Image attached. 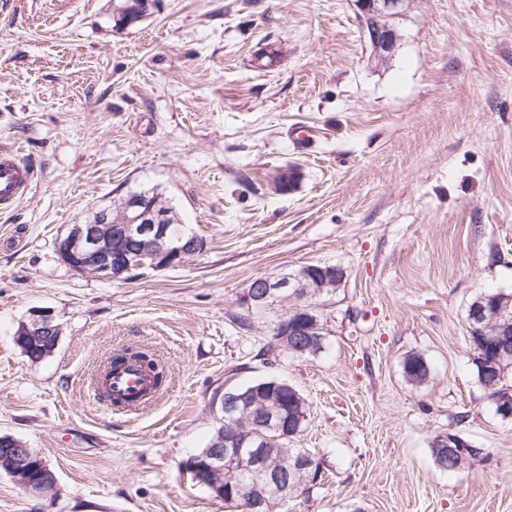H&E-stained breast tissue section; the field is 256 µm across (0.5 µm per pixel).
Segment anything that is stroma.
Wrapping results in <instances>:
<instances>
[{
  "instance_id": "obj_1",
  "label": "stroma",
  "mask_w": 512,
  "mask_h": 512,
  "mask_svg": "<svg viewBox=\"0 0 512 512\" xmlns=\"http://www.w3.org/2000/svg\"><path fill=\"white\" fill-rule=\"evenodd\" d=\"M111 5L0 0V151L35 172L0 208V435L56 476L32 496L0 471V512H227L184 463L213 402L262 379L309 404L291 445L321 478L302 512H512V421L466 321L480 293L512 294V0H412L383 65L355 0H158L123 30ZM140 188L201 254L122 280L61 262L69 225ZM308 264L345 272L313 301L324 347L263 360L288 305L251 315L244 294ZM35 309L61 330L38 361L14 341ZM125 346L170 384L132 415L89 388ZM410 353L430 368L418 387ZM448 431L486 458L439 469ZM402 368L407 381L415 386L424 384L429 376V365L419 354L406 355Z\"/></svg>"
}]
</instances>
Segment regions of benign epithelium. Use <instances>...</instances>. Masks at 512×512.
<instances>
[{
    "label": "benign epithelium",
    "instance_id": "7a95c632",
    "mask_svg": "<svg viewBox=\"0 0 512 512\" xmlns=\"http://www.w3.org/2000/svg\"><path fill=\"white\" fill-rule=\"evenodd\" d=\"M364 24L365 35L371 48V59L383 62L391 57L398 47L400 35L394 20L408 8L410 0H356ZM153 0H143L134 8V13L125 16L118 24L127 28L142 20L150 11ZM170 223L169 213L156 204L138 195L125 199V219L119 224L112 223L109 211L100 207L92 209L83 223L70 226L56 243L60 260L79 274H94L105 279L128 278L133 272L145 268L167 269L184 263L187 258L204 250L196 235H190L188 244L175 247L167 234L166 224ZM344 278V271L334 266H305L302 271L285 273L279 278L259 279L250 284L243 303L249 308L269 306L278 300H289L293 306L276 323L274 333L286 336L289 327L298 326L300 331L311 335L317 319L311 315L310 303L306 299L316 298L323 289L334 287ZM470 326L490 329L493 335L503 341L508 349L507 339L512 331V296L500 295L493 308L479 299L472 306ZM61 330L54 317L47 310H34L27 321L19 325L16 336H23L21 346L27 339L48 338L59 343ZM255 392L239 389L224 391L220 403L214 405L213 413L217 422L224 424V439L208 449L207 481L212 491L227 483L243 486L260 494L284 496L288 493L290 478L312 466L310 456L304 454L291 457L283 468L275 469L268 463L267 438L259 436L251 442L239 437L234 417H252L260 414L258 428L270 432L283 431V420L276 409L264 408L257 411ZM0 448V461L8 465L13 476L29 494H41L49 485L31 476V462L34 454L23 442L15 447Z\"/></svg>",
    "mask_w": 512,
    "mask_h": 512
}]
</instances>
